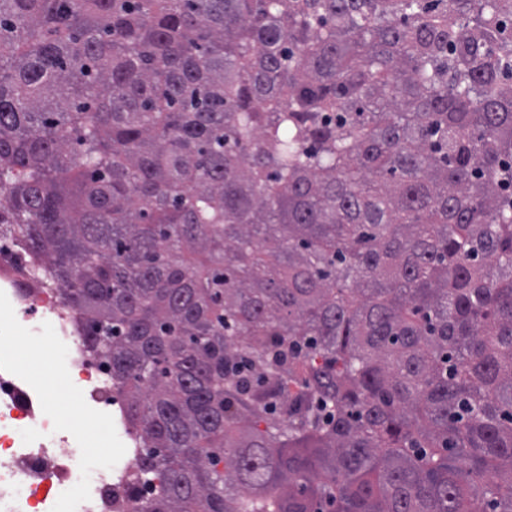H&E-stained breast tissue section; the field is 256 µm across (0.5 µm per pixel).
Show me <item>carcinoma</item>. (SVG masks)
<instances>
[{"label": "carcinoma", "mask_w": 512, "mask_h": 512, "mask_svg": "<svg viewBox=\"0 0 512 512\" xmlns=\"http://www.w3.org/2000/svg\"><path fill=\"white\" fill-rule=\"evenodd\" d=\"M0 240L137 512H512V0H0Z\"/></svg>", "instance_id": "cac0c4a2"}]
</instances>
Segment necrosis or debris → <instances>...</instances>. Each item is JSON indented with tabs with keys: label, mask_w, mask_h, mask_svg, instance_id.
Instances as JSON below:
<instances>
[{
	"label": "necrosis or debris",
	"mask_w": 512,
	"mask_h": 512,
	"mask_svg": "<svg viewBox=\"0 0 512 512\" xmlns=\"http://www.w3.org/2000/svg\"><path fill=\"white\" fill-rule=\"evenodd\" d=\"M46 325L62 350L61 370L80 419L68 424L46 414L42 389L0 357V512H136L148 491L125 482L135 464L127 421L113 423L100 439L112 451L108 467L89 479L79 460L82 426L105 419L112 404L107 370L87 356L59 292L37 287L33 272L0 269V331Z\"/></svg>",
	"instance_id": "necrosis-or-debris-1"
}]
</instances>
